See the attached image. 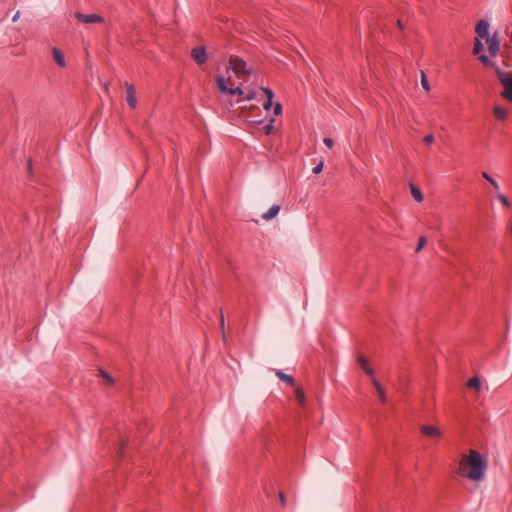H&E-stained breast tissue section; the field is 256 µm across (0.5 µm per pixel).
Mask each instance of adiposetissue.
I'll return each mask as SVG.
<instances>
[{
	"instance_id": "obj_1",
	"label": "adipose tissue",
	"mask_w": 512,
	"mask_h": 512,
	"mask_svg": "<svg viewBox=\"0 0 512 512\" xmlns=\"http://www.w3.org/2000/svg\"><path fill=\"white\" fill-rule=\"evenodd\" d=\"M285 193L280 174L263 161L249 164L238 182L234 208L255 224L265 223L275 213Z\"/></svg>"
}]
</instances>
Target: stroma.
Masks as SVG:
<instances>
[{
    "mask_svg": "<svg viewBox=\"0 0 512 512\" xmlns=\"http://www.w3.org/2000/svg\"><path fill=\"white\" fill-rule=\"evenodd\" d=\"M511 48L512 0H0V512H512ZM284 193L280 174L257 160L249 164L239 178L234 208L252 224H267L268 216L277 211Z\"/></svg>",
    "mask_w": 512,
    "mask_h": 512,
    "instance_id": "35a3bbf8",
    "label": "stroma"
}]
</instances>
